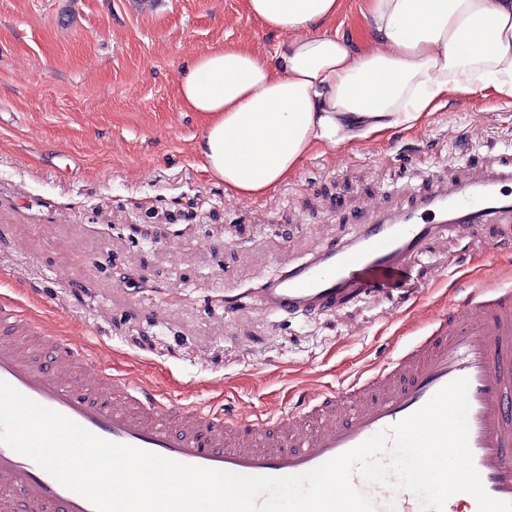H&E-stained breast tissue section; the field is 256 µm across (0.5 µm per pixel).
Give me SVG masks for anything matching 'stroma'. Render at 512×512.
Returning a JSON list of instances; mask_svg holds the SVG:
<instances>
[{
  "mask_svg": "<svg viewBox=\"0 0 512 512\" xmlns=\"http://www.w3.org/2000/svg\"><path fill=\"white\" fill-rule=\"evenodd\" d=\"M281 40L244 0H0V301L181 403L287 412L304 379L339 386L472 282L512 278V253L485 249L512 224H482L427 242L415 304L259 308L264 278L354 232L343 214L512 159V105L477 91L414 129L313 152L262 198L225 193L179 74L214 46Z\"/></svg>",
  "mask_w": 512,
  "mask_h": 512,
  "instance_id": "35a3bbf8",
  "label": "stroma"
}]
</instances>
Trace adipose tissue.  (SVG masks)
I'll use <instances>...</instances> for the list:
<instances>
[{
	"mask_svg": "<svg viewBox=\"0 0 512 512\" xmlns=\"http://www.w3.org/2000/svg\"><path fill=\"white\" fill-rule=\"evenodd\" d=\"M340 4L246 0L284 34L275 52L227 44L181 70L203 169L226 192L264 196L317 146L419 125L452 93L512 99V0H363L355 41L331 28Z\"/></svg>",
	"mask_w": 512,
	"mask_h": 512,
	"instance_id": "obj_1",
	"label": "adipose tissue"
}]
</instances>
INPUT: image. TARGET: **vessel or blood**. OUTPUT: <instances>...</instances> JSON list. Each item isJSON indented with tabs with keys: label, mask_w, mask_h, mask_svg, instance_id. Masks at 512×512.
<instances>
[{
	"label": "vessel or blood",
	"mask_w": 512,
	"mask_h": 512,
	"mask_svg": "<svg viewBox=\"0 0 512 512\" xmlns=\"http://www.w3.org/2000/svg\"><path fill=\"white\" fill-rule=\"evenodd\" d=\"M349 238L266 278L256 294L267 313H315L353 297L393 292L423 244L479 224L512 223V163L476 171L404 205L357 213ZM32 319L0 305V381L96 436L180 463L245 476L304 474L405 419L448 383L467 378L469 445L486 491L512 502V285L474 284L459 304L437 307L428 329L387 361L364 368L339 389L305 393L286 415L244 408L200 410L165 399L147 381L107 364L55 329H43L36 354L14 340ZM353 485L374 512H423L396 474ZM0 512H95L31 459L0 442Z\"/></svg>",
	"instance_id": "vessel-or-blood-1"
}]
</instances>
